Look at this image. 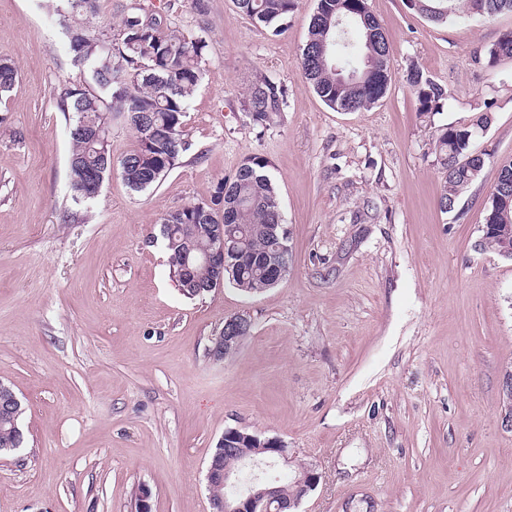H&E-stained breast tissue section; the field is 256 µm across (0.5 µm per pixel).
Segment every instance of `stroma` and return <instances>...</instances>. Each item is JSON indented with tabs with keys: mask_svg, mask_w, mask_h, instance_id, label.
Wrapping results in <instances>:
<instances>
[{
	"mask_svg": "<svg viewBox=\"0 0 512 512\" xmlns=\"http://www.w3.org/2000/svg\"><path fill=\"white\" fill-rule=\"evenodd\" d=\"M98 0L87 24L129 12L206 43L182 134L190 148L143 192L119 173L74 201L68 169L74 64L48 0H0V57L18 81L0 105V382L24 406L25 442L0 456V512H211L210 455L226 429L279 438L320 482L296 512H512V260L479 249L501 162L512 159V57L488 51L512 13L435 23L406 0H369L390 45L373 108L337 112L311 89L301 50L316 0L280 35L234 0ZM420 66L448 92L422 113ZM288 88L267 127L253 83ZM485 166L454 211L439 205L437 132L480 114ZM269 163L288 231L287 277L246 295H181L163 215L209 201L245 158ZM252 323L216 362L226 319Z\"/></svg>",
	"mask_w": 512,
	"mask_h": 512,
	"instance_id": "1",
	"label": "stroma"
}]
</instances>
